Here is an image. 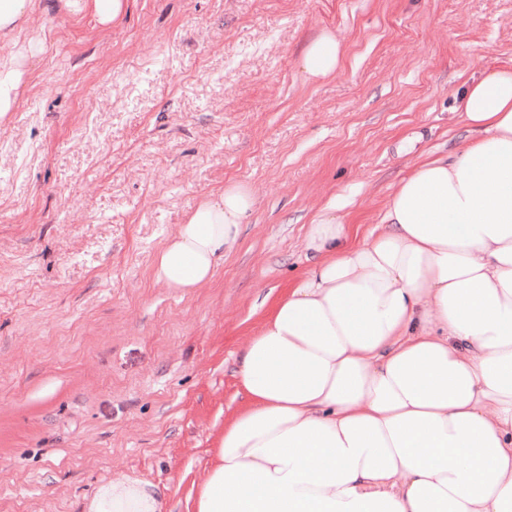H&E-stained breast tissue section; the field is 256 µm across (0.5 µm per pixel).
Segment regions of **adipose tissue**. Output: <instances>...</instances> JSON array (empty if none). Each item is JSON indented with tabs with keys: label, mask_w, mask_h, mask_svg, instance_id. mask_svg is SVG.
I'll return each instance as SVG.
<instances>
[{
	"label": "adipose tissue",
	"mask_w": 512,
	"mask_h": 512,
	"mask_svg": "<svg viewBox=\"0 0 512 512\" xmlns=\"http://www.w3.org/2000/svg\"><path fill=\"white\" fill-rule=\"evenodd\" d=\"M324 29L301 55L338 71ZM459 146L419 156L362 236L328 209L311 265L247 338V402L225 425L188 512H512V65L463 84ZM255 198L230 183L166 240L167 287L208 282ZM121 476L83 512H165Z\"/></svg>",
	"instance_id": "1"
}]
</instances>
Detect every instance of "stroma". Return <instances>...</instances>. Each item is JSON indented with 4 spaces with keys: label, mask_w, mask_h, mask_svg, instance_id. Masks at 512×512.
<instances>
[{
    "label": "stroma",
    "mask_w": 512,
    "mask_h": 512,
    "mask_svg": "<svg viewBox=\"0 0 512 512\" xmlns=\"http://www.w3.org/2000/svg\"><path fill=\"white\" fill-rule=\"evenodd\" d=\"M323 29L343 67L310 81ZM9 54L0 512H83L120 475L187 512L310 224L332 204L366 231L421 153L458 146L464 81L512 63V0H124L106 24L34 0ZM230 182L256 198L237 246L199 288L157 282L166 239ZM344 60L341 41L328 29H323L305 45L301 67L309 80H322L338 71ZM23 74L16 55L0 56V118L13 111L22 86Z\"/></svg>",
    "instance_id": "obj_1"
}]
</instances>
